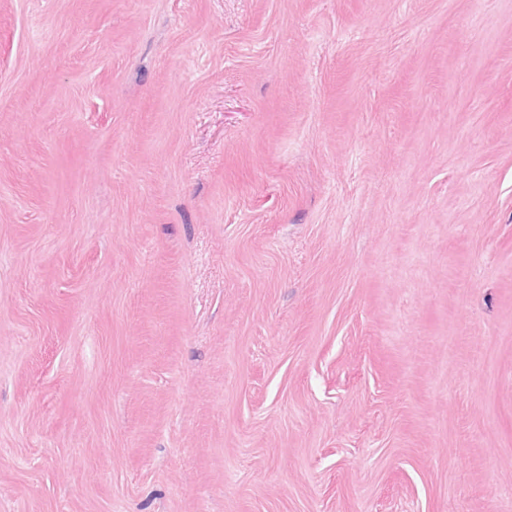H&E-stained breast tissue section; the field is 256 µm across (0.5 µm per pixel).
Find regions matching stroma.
I'll return each instance as SVG.
<instances>
[{"label": "stroma", "mask_w": 512, "mask_h": 512, "mask_svg": "<svg viewBox=\"0 0 512 512\" xmlns=\"http://www.w3.org/2000/svg\"><path fill=\"white\" fill-rule=\"evenodd\" d=\"M0 512H512V0H0Z\"/></svg>", "instance_id": "1"}]
</instances>
